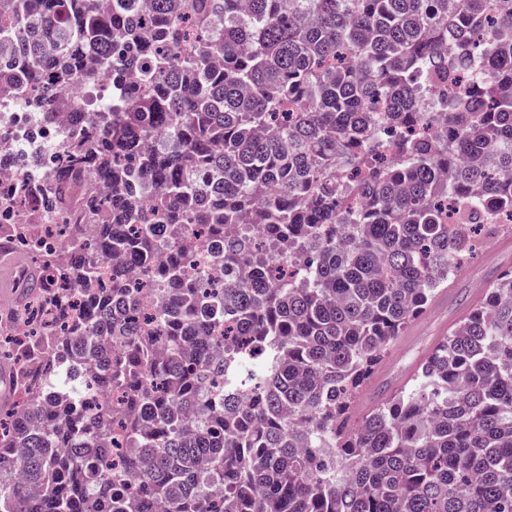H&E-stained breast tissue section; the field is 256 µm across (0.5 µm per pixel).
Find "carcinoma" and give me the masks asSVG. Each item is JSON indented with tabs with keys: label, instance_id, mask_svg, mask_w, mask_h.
I'll return each mask as SVG.
<instances>
[{
	"label": "carcinoma",
	"instance_id": "1",
	"mask_svg": "<svg viewBox=\"0 0 512 512\" xmlns=\"http://www.w3.org/2000/svg\"><path fill=\"white\" fill-rule=\"evenodd\" d=\"M491 11L0 0L1 95L112 81L95 112L56 102L83 134L12 197L72 211L68 261L0 226L63 326L0 342L28 398L0 410V512H512L511 273L346 421L478 230L512 224V13ZM87 180L107 191L73 200ZM190 235L224 282L188 275Z\"/></svg>",
	"mask_w": 512,
	"mask_h": 512
}]
</instances>
